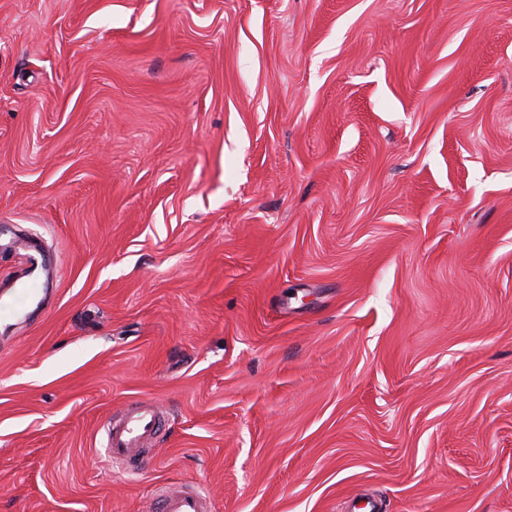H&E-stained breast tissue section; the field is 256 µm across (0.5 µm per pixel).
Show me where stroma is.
Instances as JSON below:
<instances>
[{
    "label": "stroma",
    "mask_w": 512,
    "mask_h": 512,
    "mask_svg": "<svg viewBox=\"0 0 512 512\" xmlns=\"http://www.w3.org/2000/svg\"><path fill=\"white\" fill-rule=\"evenodd\" d=\"M19 236L0 512H512V0H0ZM162 427L163 414L156 404L145 400L136 402L121 424L112 425V420H109L103 425L105 461L110 465L135 463L139 468L143 442L156 435ZM158 502L153 500L149 510L154 512H210L206 497L200 492H189L173 486L161 488L157 494Z\"/></svg>",
    "instance_id": "35a3bbf8"
}]
</instances>
